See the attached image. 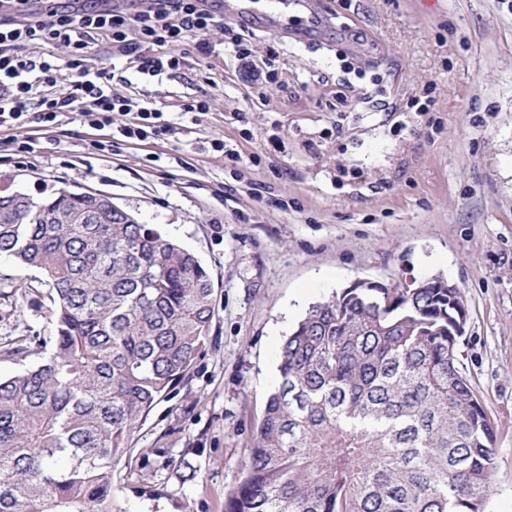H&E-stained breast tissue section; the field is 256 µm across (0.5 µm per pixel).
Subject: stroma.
Masks as SVG:
<instances>
[{"mask_svg": "<svg viewBox=\"0 0 512 512\" xmlns=\"http://www.w3.org/2000/svg\"><path fill=\"white\" fill-rule=\"evenodd\" d=\"M312 2L313 31L257 30L253 60L277 74L264 96L224 50L241 23L227 15L211 54L187 41L186 67L136 85L175 122L168 139L102 152L71 114L0 148V193L104 192L214 277L206 352L133 433L112 512H224L308 308L437 273L467 305L458 359L494 425L485 512H512V0ZM197 99L211 105L198 125ZM211 135L226 153L203 147ZM48 289L0 256V345L53 336Z\"/></svg>", "mask_w": 512, "mask_h": 512, "instance_id": "35a3bbf8", "label": "stroma"}]
</instances>
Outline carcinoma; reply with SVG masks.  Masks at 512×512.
I'll return each mask as SVG.
<instances>
[{"mask_svg":"<svg viewBox=\"0 0 512 512\" xmlns=\"http://www.w3.org/2000/svg\"><path fill=\"white\" fill-rule=\"evenodd\" d=\"M92 206L59 189L17 223L0 195V256L44 273L55 325L36 367L0 379V512H112L130 437L206 352L210 271ZM458 306L441 273L312 306L224 512H483L495 433L458 366Z\"/></svg>","mask_w":512,"mask_h":512,"instance_id":"obj_1","label":"carcinoma"}]
</instances>
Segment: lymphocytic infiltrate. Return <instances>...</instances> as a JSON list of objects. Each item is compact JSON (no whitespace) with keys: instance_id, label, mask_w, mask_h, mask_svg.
I'll return each instance as SVG.
<instances>
[{"instance_id":"1","label":"lymphocytic infiltrate","mask_w":512,"mask_h":512,"mask_svg":"<svg viewBox=\"0 0 512 512\" xmlns=\"http://www.w3.org/2000/svg\"><path fill=\"white\" fill-rule=\"evenodd\" d=\"M110 0H60L48 11L19 20L0 17V132L39 123L59 125L70 113L95 130L146 142L173 133L162 108L132 97V80L123 68L92 61V44L108 39L123 44L138 61V74L156 80L171 77L185 64L175 51L189 37L207 52L205 34L215 22L203 0H140L136 12L110 7ZM66 49L64 58L52 55ZM130 120L114 125L113 113Z\"/></svg>"}]
</instances>
